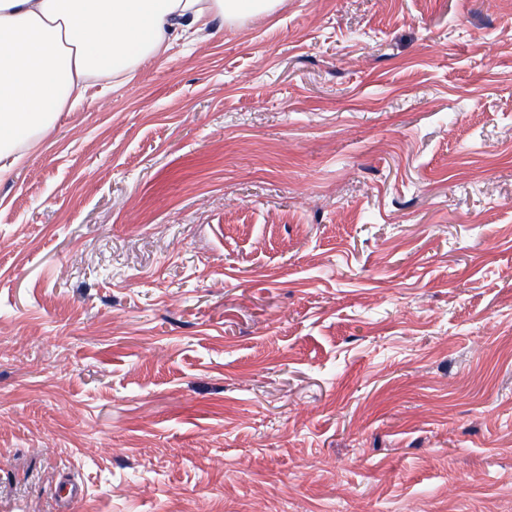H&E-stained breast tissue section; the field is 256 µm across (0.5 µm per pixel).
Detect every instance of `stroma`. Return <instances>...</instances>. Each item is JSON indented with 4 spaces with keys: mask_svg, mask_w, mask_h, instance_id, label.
I'll return each mask as SVG.
<instances>
[{
    "mask_svg": "<svg viewBox=\"0 0 512 512\" xmlns=\"http://www.w3.org/2000/svg\"><path fill=\"white\" fill-rule=\"evenodd\" d=\"M0 179V512H512V0H281Z\"/></svg>",
    "mask_w": 512,
    "mask_h": 512,
    "instance_id": "35a3bbf8",
    "label": "stroma"
}]
</instances>
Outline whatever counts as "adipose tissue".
<instances>
[{
    "label": "adipose tissue",
    "mask_w": 512,
    "mask_h": 512,
    "mask_svg": "<svg viewBox=\"0 0 512 512\" xmlns=\"http://www.w3.org/2000/svg\"><path fill=\"white\" fill-rule=\"evenodd\" d=\"M279 0H0V176L22 147L100 80L129 82L139 62Z\"/></svg>",
    "instance_id": "ef3b65f1"
}]
</instances>
